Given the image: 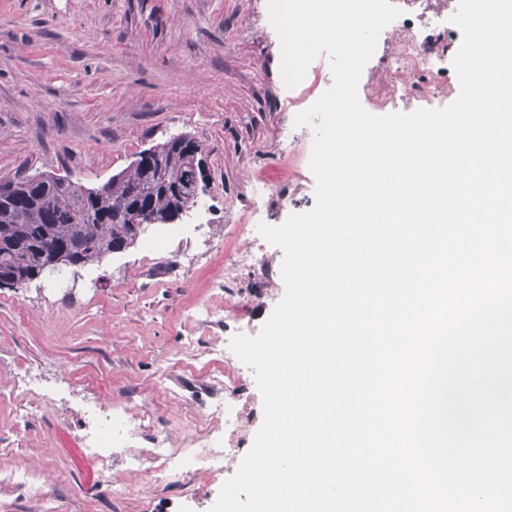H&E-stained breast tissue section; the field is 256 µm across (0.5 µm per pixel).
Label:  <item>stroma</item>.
Returning a JSON list of instances; mask_svg holds the SVG:
<instances>
[{"mask_svg":"<svg viewBox=\"0 0 512 512\" xmlns=\"http://www.w3.org/2000/svg\"><path fill=\"white\" fill-rule=\"evenodd\" d=\"M285 88L281 40L266 0H0V178L55 173L95 188L137 154L177 134L207 152L208 251L193 227L149 226L142 240L72 268L76 286L44 276L0 288V512H209L241 455L198 471L193 491L155 487L150 449L116 448L103 482L89 410L150 406L188 433L197 408L181 389L205 387L220 364L206 352L225 325L250 336L285 293L283 252L259 249L260 274L216 289L225 257L249 247L253 210L278 226L316 203L313 132L281 144L289 113L308 109L333 81L330 60ZM209 305L213 324L196 320ZM24 464L28 476L13 470ZM43 486L46 500L32 486Z\"/></svg>","mask_w":512,"mask_h":512,"instance_id":"obj_1","label":"stroma"}]
</instances>
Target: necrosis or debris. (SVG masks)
I'll list each match as a JSON object with an SVG mask.
<instances>
[{
    "label": "necrosis or debris",
    "mask_w": 512,
    "mask_h": 512,
    "mask_svg": "<svg viewBox=\"0 0 512 512\" xmlns=\"http://www.w3.org/2000/svg\"><path fill=\"white\" fill-rule=\"evenodd\" d=\"M394 2L401 14L380 32L369 77L362 86L365 99L382 111L429 104L439 92V79L448 73L460 41L458 33L440 27L449 11L435 7L433 0ZM234 334V328H225L223 339L212 350L224 363V388L205 390L189 434L176 439L168 431L156 430L150 410L133 415L127 407L112 403L98 431L100 460H107L113 449L129 439L141 437L158 451L151 482L166 486L174 481L170 458L190 463L201 450L212 455L220 447L228 453L241 447L245 417L241 402L248 367L229 347Z\"/></svg>",
    "instance_id": "1"
}]
</instances>
